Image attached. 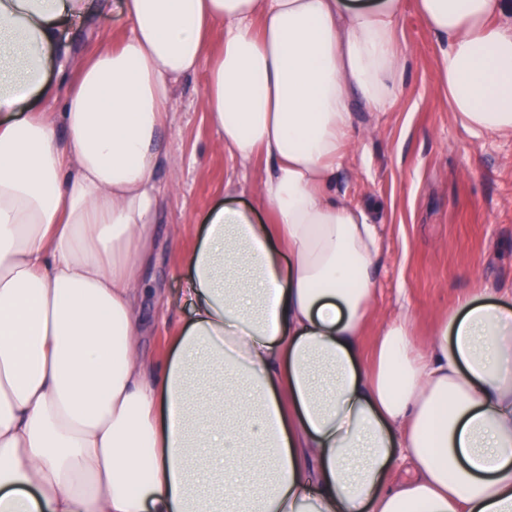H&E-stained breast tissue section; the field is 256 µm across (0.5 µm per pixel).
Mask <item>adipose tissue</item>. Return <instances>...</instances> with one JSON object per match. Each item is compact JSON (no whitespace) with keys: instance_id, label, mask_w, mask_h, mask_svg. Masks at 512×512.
I'll list each match as a JSON object with an SVG mask.
<instances>
[{"instance_id":"1","label":"adipose tissue","mask_w":512,"mask_h":512,"mask_svg":"<svg viewBox=\"0 0 512 512\" xmlns=\"http://www.w3.org/2000/svg\"><path fill=\"white\" fill-rule=\"evenodd\" d=\"M406 0H0V512H512V306L460 299L371 354L375 227L333 188L353 102L392 111ZM448 110L512 134V0H415ZM215 149L271 162L268 222L212 209L156 365L138 266L176 84ZM58 111L37 106L47 76ZM113 10L98 18L97 25L99 28L106 30L114 40L120 39L123 32L127 31L126 21L123 14L118 8V1L112 0Z\"/></svg>"}]
</instances>
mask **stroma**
<instances>
[{
  "label": "stroma",
  "mask_w": 512,
  "mask_h": 512,
  "mask_svg": "<svg viewBox=\"0 0 512 512\" xmlns=\"http://www.w3.org/2000/svg\"><path fill=\"white\" fill-rule=\"evenodd\" d=\"M399 36L411 48L404 90L393 111L353 107L356 147L336 174V189L368 210L376 226L372 345L378 323L409 310L418 338L429 337L459 298L485 294L512 304V137L466 133L440 96L436 41L414 6H406ZM204 73L183 78L171 104L164 157L153 177L160 197L157 227L140 275L148 287L140 302V331L156 360L189 316L183 299L184 264L204 216L227 199L255 207L252 187L268 163L239 167L212 150L216 134L198 99ZM177 164H169V157ZM186 225L171 239L168 228Z\"/></svg>",
  "instance_id": "stroma-1"
}]
</instances>
